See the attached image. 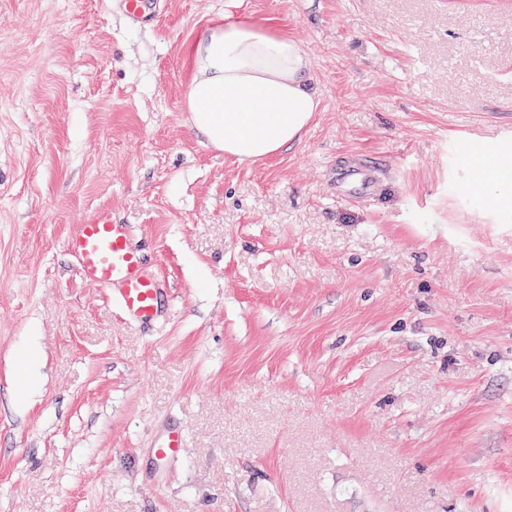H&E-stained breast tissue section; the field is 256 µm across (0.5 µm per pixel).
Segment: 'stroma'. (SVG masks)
I'll return each mask as SVG.
<instances>
[{"mask_svg": "<svg viewBox=\"0 0 512 512\" xmlns=\"http://www.w3.org/2000/svg\"><path fill=\"white\" fill-rule=\"evenodd\" d=\"M245 18L321 104L242 163L205 144L187 46ZM512 0H0V512H512ZM381 172L352 203L337 161ZM133 225L145 327L67 238ZM37 359L24 361L29 345ZM183 428L166 463L155 437ZM126 18L134 26L153 25L160 16V0H121Z\"/></svg>", "mask_w": 512, "mask_h": 512, "instance_id": "1", "label": "stroma"}]
</instances>
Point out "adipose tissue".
<instances>
[{"label": "adipose tissue", "mask_w": 512, "mask_h": 512, "mask_svg": "<svg viewBox=\"0 0 512 512\" xmlns=\"http://www.w3.org/2000/svg\"><path fill=\"white\" fill-rule=\"evenodd\" d=\"M184 107L206 144L245 162L298 142L319 110L310 62L293 39L245 21L210 28L188 48Z\"/></svg>", "instance_id": "obj_1"}]
</instances>
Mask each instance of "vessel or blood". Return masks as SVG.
<instances>
[{
  "mask_svg": "<svg viewBox=\"0 0 512 512\" xmlns=\"http://www.w3.org/2000/svg\"><path fill=\"white\" fill-rule=\"evenodd\" d=\"M126 18L135 26L154 24L160 16V0H123ZM346 177L360 188V197L369 196L376 173L369 168H345ZM132 225L118 224L112 215L99 211L79 224L67 240L69 252L76 258L83 278L94 285L115 291L116 300L130 319L149 324L162 313L164 284L147 268L145 255L135 241ZM186 448L183 432L162 433L153 445L158 460L164 461Z\"/></svg>",
  "mask_w": 512,
  "mask_h": 512,
  "instance_id": "1",
  "label": "vessel or blood"
}]
</instances>
